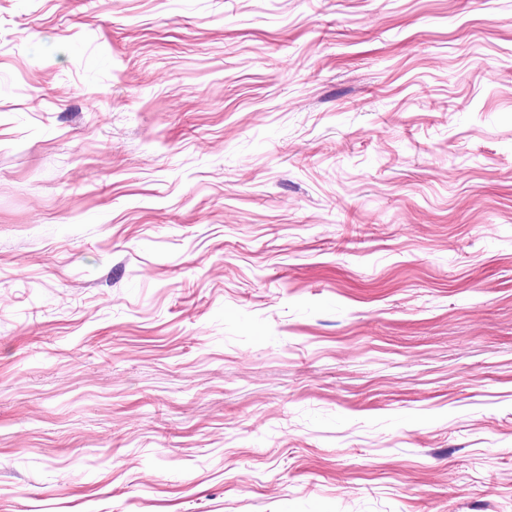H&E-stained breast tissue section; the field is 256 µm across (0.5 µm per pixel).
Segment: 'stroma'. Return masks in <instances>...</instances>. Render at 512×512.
I'll list each match as a JSON object with an SVG mask.
<instances>
[{
    "mask_svg": "<svg viewBox=\"0 0 512 512\" xmlns=\"http://www.w3.org/2000/svg\"><path fill=\"white\" fill-rule=\"evenodd\" d=\"M0 512H512V0H0Z\"/></svg>",
    "mask_w": 512,
    "mask_h": 512,
    "instance_id": "stroma-1",
    "label": "stroma"
}]
</instances>
